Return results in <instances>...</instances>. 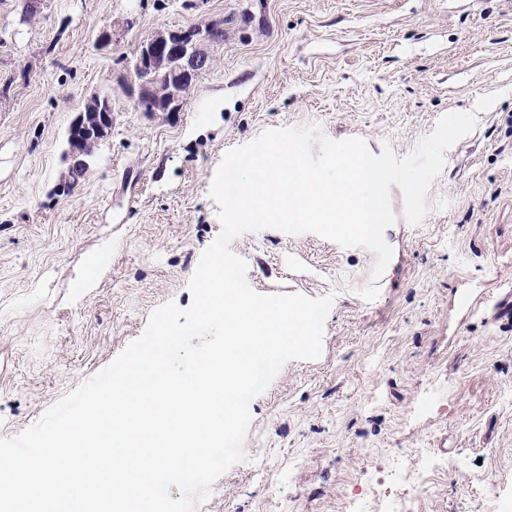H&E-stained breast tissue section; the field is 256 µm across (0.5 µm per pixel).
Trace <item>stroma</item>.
Segmentation results:
<instances>
[{
  "mask_svg": "<svg viewBox=\"0 0 512 512\" xmlns=\"http://www.w3.org/2000/svg\"><path fill=\"white\" fill-rule=\"evenodd\" d=\"M182 2L46 0L23 25L21 0H0V438L108 366L155 309L191 305L229 150L315 124L402 157L444 114L472 111L423 223L392 188L376 300L357 293L368 249L276 229L233 240L255 291L333 303L321 356L288 361L251 401L247 459L196 512H353L361 494L384 512L410 492L414 512H498L512 497V322L463 316L459 298L512 286V0ZM132 12L97 50V31ZM220 18L224 43L176 119L136 112L119 78L137 43ZM94 91L112 98V133L58 193L67 130ZM135 17H126L121 22H111L102 27L96 37V46L99 50H109L112 43L122 39L134 27Z\"/></svg>",
  "mask_w": 512,
  "mask_h": 512,
  "instance_id": "35a3bbf8",
  "label": "stroma"
}]
</instances>
